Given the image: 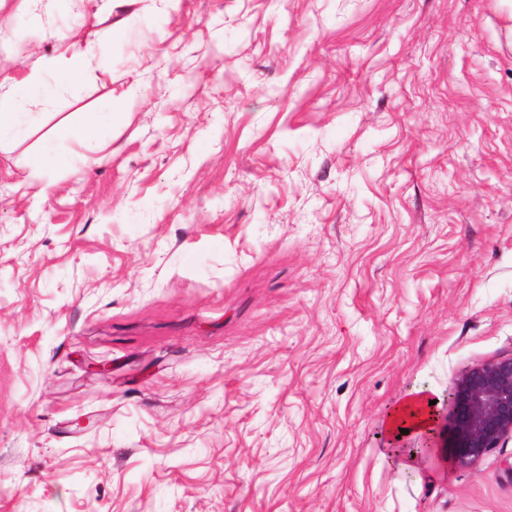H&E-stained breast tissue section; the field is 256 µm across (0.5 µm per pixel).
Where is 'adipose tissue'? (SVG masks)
Wrapping results in <instances>:
<instances>
[{
    "mask_svg": "<svg viewBox=\"0 0 512 512\" xmlns=\"http://www.w3.org/2000/svg\"><path fill=\"white\" fill-rule=\"evenodd\" d=\"M93 59L90 48L62 45L55 55L36 58L26 78L1 79L0 147L24 140L30 134L36 117L29 112L28 105L41 86L44 71H52L57 77L50 90L51 95L73 93L90 78ZM113 120L114 115L110 112H88L79 118H65L53 125L44 133L41 147L31 160V177H42L48 170L65 163L66 158L60 154V147L72 144L86 148L103 147L110 138ZM430 399L429 393L417 390L394 407L386 423L388 435L397 436L400 429L409 424H426Z\"/></svg>",
    "mask_w": 512,
    "mask_h": 512,
    "instance_id": "adipose-tissue-1",
    "label": "adipose tissue"
}]
</instances>
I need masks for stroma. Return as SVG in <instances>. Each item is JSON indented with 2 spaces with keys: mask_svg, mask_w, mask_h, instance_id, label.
Masks as SVG:
<instances>
[{
  "mask_svg": "<svg viewBox=\"0 0 512 512\" xmlns=\"http://www.w3.org/2000/svg\"><path fill=\"white\" fill-rule=\"evenodd\" d=\"M96 9L0 6L9 76L96 54L0 151V512H512L510 439L383 453L512 355L504 0H148L103 45ZM113 120L112 112H88L78 119H62L44 133L41 147L31 160L29 176L40 178L48 170L65 163L67 158L58 152L59 147L72 144L86 148L103 147L110 138ZM432 400L433 397L429 393L416 390L394 407L389 413L386 423V431L391 437V443L394 438L399 437L397 434L403 426L409 424L421 426L426 424L427 412L424 411L428 409L430 406L429 401Z\"/></svg>",
  "mask_w": 512,
  "mask_h": 512,
  "instance_id": "1",
  "label": "stroma"
}]
</instances>
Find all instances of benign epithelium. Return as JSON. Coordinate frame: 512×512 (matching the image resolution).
Returning a JSON list of instances; mask_svg holds the SVG:
<instances>
[{
    "label": "benign epithelium",
    "mask_w": 512,
    "mask_h": 512,
    "mask_svg": "<svg viewBox=\"0 0 512 512\" xmlns=\"http://www.w3.org/2000/svg\"><path fill=\"white\" fill-rule=\"evenodd\" d=\"M452 411L449 453L460 467L477 464L512 439V355L463 370L448 394ZM436 423L418 431L421 446H401L419 456L432 451Z\"/></svg>",
    "instance_id": "7a95c632"
}]
</instances>
